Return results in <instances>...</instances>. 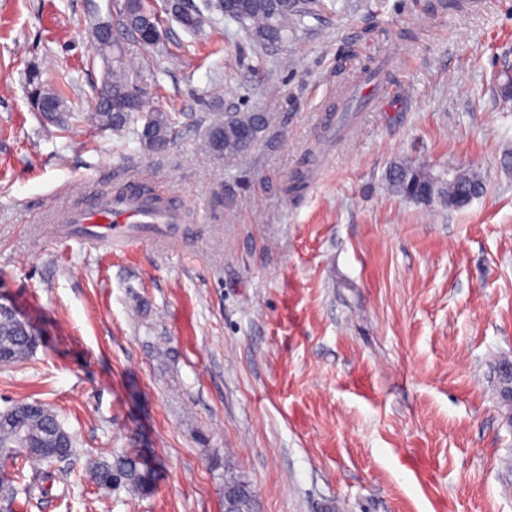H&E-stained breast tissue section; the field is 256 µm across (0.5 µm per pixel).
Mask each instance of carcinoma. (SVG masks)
I'll use <instances>...</instances> for the list:
<instances>
[{
	"label": "carcinoma",
	"mask_w": 512,
	"mask_h": 512,
	"mask_svg": "<svg viewBox=\"0 0 512 512\" xmlns=\"http://www.w3.org/2000/svg\"><path fill=\"white\" fill-rule=\"evenodd\" d=\"M231 10L224 12V21L235 22L247 34L252 44L279 46L288 40L292 30L304 19L326 10L323 0H233ZM170 10L187 30L199 31L211 23V18L194 0H171ZM127 36L132 30L142 36L132 39L141 47L155 48L159 37V18L145 4V0H122L117 12V22L98 21L93 27L94 39L112 32L114 50L99 51L105 66L104 83L111 88L112 101L97 104V125L115 134L132 133L147 150L161 153L167 150L175 131L172 113L164 112L144 100L134 88L131 79L130 51L113 30ZM28 95L46 99L52 110L41 113L51 122L61 118L62 98L45 90L40 74L32 70L27 78ZM142 125H137V122ZM275 122L270 112H236L213 116L207 129L209 152L224 159L227 167L246 163L249 153L263 134ZM240 127L251 131V139L244 140L237 134ZM390 191L400 197L423 202L435 199L448 208L464 206L472 188L484 185L481 172L476 168L455 169L446 181L436 180L432 173L409 161L395 163L387 174ZM35 332L30 325L18 318L13 310L0 304V354L3 364L25 360L35 348ZM74 441L63 428L57 415L46 405L18 402L0 412V462L34 460L51 469L73 454ZM89 472L95 481L113 490L124 489L144 496L153 488V477L145 462L132 453L113 456V460L87 458ZM225 502L231 512H253L254 500L248 486L235 477L224 482Z\"/></svg>",
	"instance_id": "cac0c4a2"
}]
</instances>
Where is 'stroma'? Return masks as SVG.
Returning a JSON list of instances; mask_svg holds the SVG:
<instances>
[{
  "label": "stroma",
  "mask_w": 512,
  "mask_h": 512,
  "mask_svg": "<svg viewBox=\"0 0 512 512\" xmlns=\"http://www.w3.org/2000/svg\"><path fill=\"white\" fill-rule=\"evenodd\" d=\"M438 2L335 0L266 50L154 0L162 40L134 50V81L177 118L155 154L93 118L112 0H0V304L38 334L0 365V411L44 403L76 448L50 478L20 465L27 512H224L230 475L254 512H512V0ZM386 58L372 111L317 124ZM33 69L68 131L31 109ZM256 110L276 125L225 167L213 115ZM402 160L477 167L484 191L460 210L395 196ZM132 183L180 197L177 237L115 246L41 219ZM122 452L151 495L90 478L88 454Z\"/></svg>",
  "instance_id": "1"
}]
</instances>
